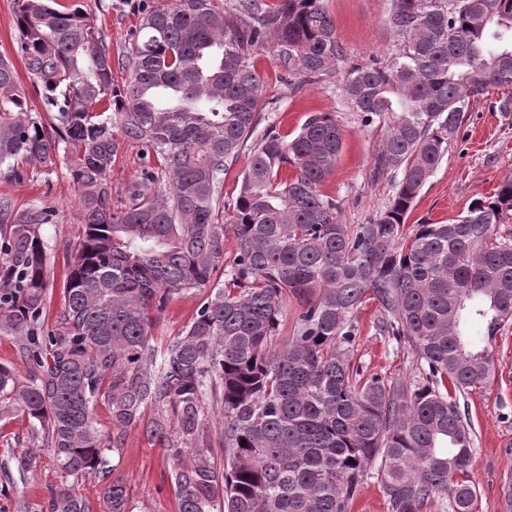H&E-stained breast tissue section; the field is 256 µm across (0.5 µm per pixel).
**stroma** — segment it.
I'll return each instance as SVG.
<instances>
[{
  "mask_svg": "<svg viewBox=\"0 0 512 512\" xmlns=\"http://www.w3.org/2000/svg\"><path fill=\"white\" fill-rule=\"evenodd\" d=\"M77 5L102 32L112 55V78L122 86L127 78L123 63L131 35L139 22L141 5L157 0H60ZM336 24L343 50L330 76L291 88L279 64L269 53L259 54L256 67L264 84L268 106L262 117L281 134L297 132L312 114L335 113L343 132L342 152L323 184L326 194L340 207L345 224H366L375 219L393 194L389 177L372 180L371 170L385 126H362L346 106L341 86L351 66L384 61L395 52L396 40L386 19L390 0H322ZM497 93L480 97L470 106L467 121L452 138L441 166L417 198L408 224L423 221L448 224L463 216L471 202L492 195L505 176H512V111L498 109ZM142 147L124 143L112 163L113 207L123 206L128 185L151 166ZM9 199L15 211L34 207L53 211L54 223L44 225L53 279L44 312L47 327H54L63 310L67 279L65 248L83 232V212L62 164L29 166L24 179L0 175V198ZM206 292L192 289L174 296L153 329L155 344H166L181 334L206 300ZM377 305L366 304L355 318L357 333L351 348L356 364L387 380H403L413 369L414 357L407 346L380 335ZM496 373L489 384L470 389L463 403L475 432L470 476L478 491L480 512H503L502 484L512 474V322L497 335ZM30 423L14 415L0 420V466H15L20 453L31 450L37 464L26 475H5L0 469V512H17L18 501L40 504L50 492L71 485L97 498L100 486L88 479L72 483L56 467L45 443H31ZM113 478L130 491L132 512H177L172 481L174 462L142 427L130 426L123 450L111 458Z\"/></svg>",
  "mask_w": 512,
  "mask_h": 512,
  "instance_id": "35a3bbf8",
  "label": "stroma"
}]
</instances>
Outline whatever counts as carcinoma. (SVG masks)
Instances as JSON below:
<instances>
[{"mask_svg":"<svg viewBox=\"0 0 512 512\" xmlns=\"http://www.w3.org/2000/svg\"><path fill=\"white\" fill-rule=\"evenodd\" d=\"M16 4L18 52L48 118L1 53L0 167L21 179L25 166L62 158L85 231L66 248V303L48 330L41 229L53 214L0 200V335L29 365L23 379L0 364V419L28 417L65 476L104 483L97 500L63 488L39 512H131L110 456L134 424L175 461L177 512H214L219 501L223 512H347L375 465L392 512H478L475 433L459 396L490 381L497 335L512 321V236L494 232L512 216V176L451 224L406 223L471 100L512 89V0H391L396 52L351 67L342 86L363 126L387 125L372 177L394 176V191L367 224L340 223L321 189L343 147L335 115L310 116L289 140L274 125L254 138L266 108L258 52L309 80L341 56L322 0L146 7L121 90L82 10ZM115 128L158 161L119 211L108 178ZM252 139L226 204L224 171ZM285 166L294 174L280 179ZM219 271L224 287L156 350L167 302ZM288 296L300 306L294 336L273 349ZM368 300L379 332L416 357L413 378H368L350 361L353 313ZM208 399L222 410V470L200 447ZM100 404L114 436L98 427Z\"/></svg>","mask_w":512,"mask_h":512,"instance_id":"cac0c4a2","label":"carcinoma"}]
</instances>
